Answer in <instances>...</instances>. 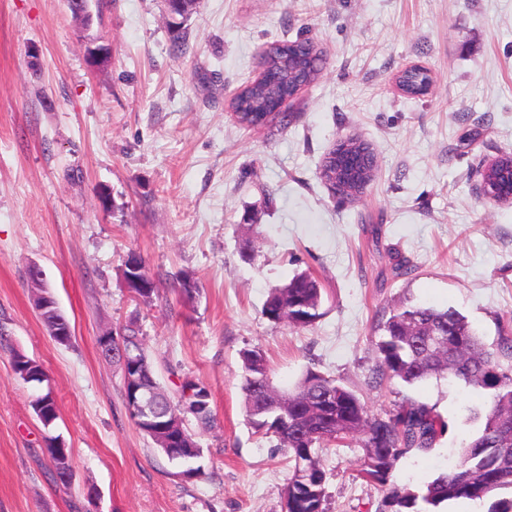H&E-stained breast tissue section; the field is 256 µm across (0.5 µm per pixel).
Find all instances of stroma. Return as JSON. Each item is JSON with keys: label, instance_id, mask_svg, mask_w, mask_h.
<instances>
[{"label": "stroma", "instance_id": "35a3bbf8", "mask_svg": "<svg viewBox=\"0 0 512 512\" xmlns=\"http://www.w3.org/2000/svg\"><path fill=\"white\" fill-rule=\"evenodd\" d=\"M88 5L81 34L68 0H0V512H282L288 457L245 421L240 352L253 346L285 388L313 361L374 413L406 396L434 405L446 437L402 457L392 480L414 489L447 469L486 393L435 378L367 386L372 326L406 297L459 310L486 341L512 336V205L478 190L479 168L512 154V0H201L178 53L160 0ZM283 33L314 40L321 75L286 102L287 124L241 128L228 102ZM92 41L111 45L106 64L91 65ZM413 65L432 78L421 99L395 83ZM348 138L377 163L353 199L320 178ZM131 251L150 301L125 285ZM400 258L415 270L396 279ZM34 265L69 345L32 305ZM301 271L321 285V317L269 322V290ZM186 275L199 287L189 300ZM129 324L161 384L211 391L217 426L198 432L194 476L130 420L121 372L99 353L101 331ZM20 351L42 364V385L14 374ZM36 391L58 404L52 429L32 412ZM51 433L72 449L67 488L44 452ZM364 456L355 438L321 451L328 512H378ZM38 315L48 334L55 342L61 345H67L70 343L71 339L68 342H62L59 340L58 336H70L71 328H66L60 331L57 336H54V330L69 325L68 320L60 311L56 301H52V306L38 313Z\"/></svg>", "mask_w": 512, "mask_h": 512}]
</instances>
